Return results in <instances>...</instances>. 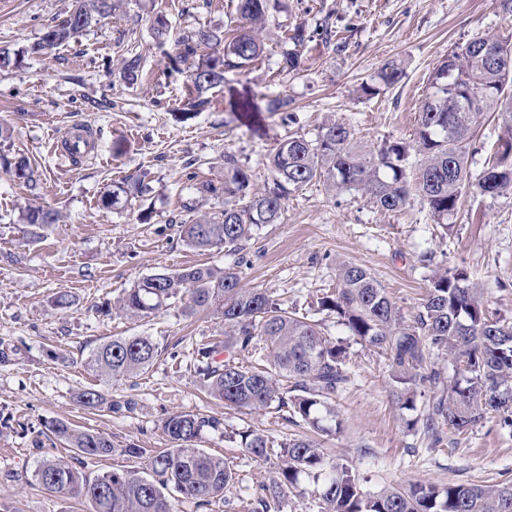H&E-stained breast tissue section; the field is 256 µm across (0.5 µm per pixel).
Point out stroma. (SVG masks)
Returning a JSON list of instances; mask_svg holds the SVG:
<instances>
[{
	"mask_svg": "<svg viewBox=\"0 0 512 512\" xmlns=\"http://www.w3.org/2000/svg\"><path fill=\"white\" fill-rule=\"evenodd\" d=\"M70 4L0 0V48L14 52L37 41ZM237 4L123 0L113 17L0 72V124L11 130L0 138V158L27 156L39 173L32 190L0 166V352L8 355L0 360V502L11 512H92L89 503L63 499L34 480L44 460L64 452L52 422L111 439L115 454L85 461V473L94 476L145 468L147 458L128 457L124 448L169 447L163 420L177 411L222 420V430L205 431L198 446L233 462L240 483L209 512H242L241 497L267 481L272 465L246 453L229 432L251 428L286 439L297 427L274 413L225 409L198 390L193 351L222 334L220 319L206 312L187 319L174 305L134 322L113 316L114 303L143 276L227 263L223 250L198 252L179 238L188 206L199 200L197 180L222 179L225 152L237 155L261 189L272 180L267 156L277 143L297 131L315 136L332 119L349 123L366 150L386 138L412 140L439 61L478 34L512 37V17L496 0H284L270 18L263 62L227 74L210 92L212 107L186 115V76L169 68L174 41L200 26H225ZM158 13L169 22L161 39L152 29ZM328 13L344 50L315 40L305 49L304 71H279L285 32L298 24L314 30ZM130 49L143 65L132 86L109 70ZM394 59L404 63L401 81L378 97L359 96V86ZM233 92L290 97L296 119L279 112L256 124L237 121L225 108ZM79 127L91 133L95 149L76 165L58 138ZM127 176L144 177L147 192L126 210L103 208L101 196ZM31 206L62 215L36 240L26 235ZM247 257L246 287L321 320L325 334L348 346L350 380L334 400L340 427L323 446L355 468L364 489L512 481V429L491 418L452 444L434 442L423 426L407 429L413 414L391 393L385 356L357 342L336 316H320L317 305L336 288L339 268L352 264L370 271L409 317L435 272L459 270L484 288L490 314L512 319V198L469 193L443 228L419 199L382 211L361 192H331L315 182L289 196L278 223L256 230ZM59 291L72 295V308L51 306ZM133 334L162 347L145 373L112 384L90 369L100 344ZM90 388L105 394V405L77 402Z\"/></svg>",
	"mask_w": 512,
	"mask_h": 512,
	"instance_id": "obj_1",
	"label": "stroma"
}]
</instances>
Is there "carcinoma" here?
<instances>
[{"mask_svg": "<svg viewBox=\"0 0 512 512\" xmlns=\"http://www.w3.org/2000/svg\"><path fill=\"white\" fill-rule=\"evenodd\" d=\"M117 2L75 0L65 17L46 25L26 52L48 54L76 30L111 15ZM280 6L281 0H239L235 29L199 27L178 39L170 59L175 69L193 61L185 85L191 110L210 108L208 92L224 84L225 73L245 70L265 57L261 34L269 10ZM315 35L342 50L332 14L323 17ZM311 38L301 25L288 30L281 45L282 69H301ZM489 47L497 50L499 61L487 60ZM141 72V55L127 53L120 78L134 85ZM402 73V63L392 60L357 92L380 95ZM291 104L280 95H243L228 101L234 116L247 120L264 111L286 112ZM491 109L500 116L499 145L474 178L469 155L477 151L478 119ZM3 164L14 168L30 188L37 187L26 157ZM269 164L272 186L261 191L253 187L249 170L237 156L224 153V180L196 187L204 198H224V208L179 225L187 246L199 252L222 248L234 257L231 263L147 275L119 298L115 315L144 320L179 303L187 317L209 312L221 318L224 336L195 350L196 383L202 390L226 409L286 412L312 431L327 433L339 425L331 400L349 380L344 370L347 347L326 336L320 323L242 284L247 242L255 228L279 221L290 195L317 179L332 191H359L385 211L400 210L417 196L437 224L448 223L473 188L491 197H512V39L478 34L439 62L430 75L412 141L385 139L361 150L351 126L334 119L313 139L296 132L282 140L269 155ZM145 190L141 179L125 178L113 183L102 205L124 210ZM25 220L38 237L58 223L59 215L37 207L27 210ZM318 310L335 314L361 344L386 355L393 396L401 408H415L422 386L437 392L426 415L435 440H441L446 428L451 443L453 436L491 417L512 429V321L487 313L483 289L466 272L434 274L426 298L408 319L367 269L346 264L339 269L336 290L319 299ZM160 352L150 336H117L92 353L89 365L101 378L122 382L145 372ZM225 353L228 357L221 358ZM434 356L458 371L447 377L428 368ZM220 425L215 417L171 413L163 431L172 447L152 452L147 471L112 469L91 477L82 470L83 459L116 453L112 441L100 432L55 422L51 431L71 448V455L44 461L35 481L66 499L90 502L93 512H178L181 499L205 508L226 500V493L239 483L229 462L197 447L203 429ZM238 437L246 452L273 461L268 482L246 500L244 512H281L286 490L298 485L302 476L317 484L318 512H512V481L412 483L371 492L363 489L351 465L329 456L312 437L277 440L253 429Z\"/></svg>", "mask_w": 512, "mask_h": 512, "instance_id": "1", "label": "carcinoma"}]
</instances>
